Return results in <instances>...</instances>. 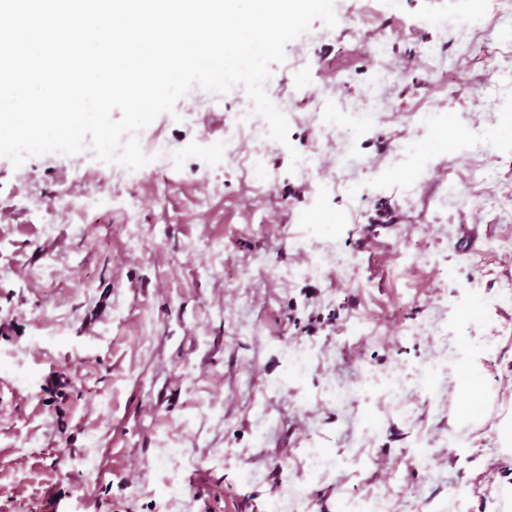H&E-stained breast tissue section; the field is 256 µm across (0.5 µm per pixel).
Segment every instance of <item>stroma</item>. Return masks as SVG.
<instances>
[{
  "instance_id": "1",
  "label": "stroma",
  "mask_w": 512,
  "mask_h": 512,
  "mask_svg": "<svg viewBox=\"0 0 512 512\" xmlns=\"http://www.w3.org/2000/svg\"><path fill=\"white\" fill-rule=\"evenodd\" d=\"M333 6L344 22L313 20L271 65L297 118L288 144L244 143L261 180L213 155L226 113L254 109L241 85L192 87L138 132L169 151L145 180L82 153L0 157V512H274L292 473L310 512L368 490L384 512H501L512 456L448 410L466 358L512 388V252L491 248L512 225L480 206L512 193V53L491 13L438 24L448 0ZM427 107L445 132L417 124ZM77 170L105 195L50 222ZM301 240L335 272L293 275ZM289 343L313 353L302 372ZM395 371L424 381L386 398ZM163 448L181 454L162 466ZM312 450L334 463L317 478Z\"/></svg>"
}]
</instances>
